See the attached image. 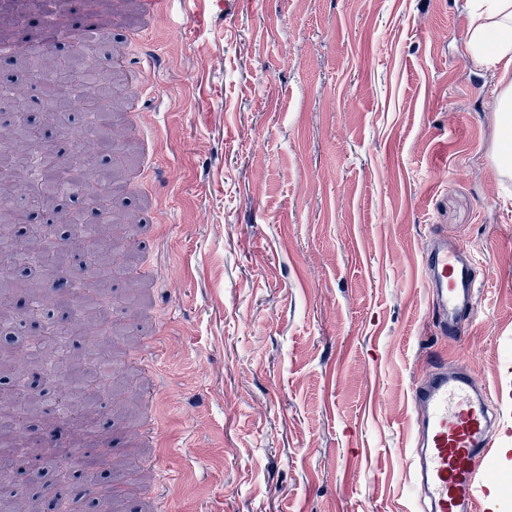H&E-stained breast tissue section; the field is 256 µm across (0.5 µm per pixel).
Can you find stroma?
<instances>
[{
  "instance_id": "1",
  "label": "stroma",
  "mask_w": 512,
  "mask_h": 512,
  "mask_svg": "<svg viewBox=\"0 0 512 512\" xmlns=\"http://www.w3.org/2000/svg\"><path fill=\"white\" fill-rule=\"evenodd\" d=\"M472 0H238L197 27L181 0H64L162 63L138 157L160 250L111 282L147 391L78 456L136 449L176 478L171 512H420L414 383L444 359L512 380V182L499 167L502 66L475 56ZM477 260L482 309L438 335L422 251ZM159 423L153 441L143 428Z\"/></svg>"
}]
</instances>
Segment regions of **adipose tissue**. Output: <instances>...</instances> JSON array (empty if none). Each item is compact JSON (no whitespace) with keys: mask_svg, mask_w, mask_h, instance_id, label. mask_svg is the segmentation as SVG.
Wrapping results in <instances>:
<instances>
[{"mask_svg":"<svg viewBox=\"0 0 512 512\" xmlns=\"http://www.w3.org/2000/svg\"><path fill=\"white\" fill-rule=\"evenodd\" d=\"M473 44L480 57L508 64L497 101L504 131L499 164L508 168L512 166V0H473Z\"/></svg>","mask_w":512,"mask_h":512,"instance_id":"obj_1","label":"adipose tissue"}]
</instances>
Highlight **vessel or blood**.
Listing matches in <instances>:
<instances>
[{
  "label": "vessel or blood",
  "instance_id": "obj_1",
  "mask_svg": "<svg viewBox=\"0 0 512 512\" xmlns=\"http://www.w3.org/2000/svg\"><path fill=\"white\" fill-rule=\"evenodd\" d=\"M425 284L442 335L461 338L478 308L475 262L440 238L422 252ZM416 428L410 464L423 512H490L499 499V450L512 440V385L489 388L439 364L412 389Z\"/></svg>",
  "mask_w": 512,
  "mask_h": 512
}]
</instances>
